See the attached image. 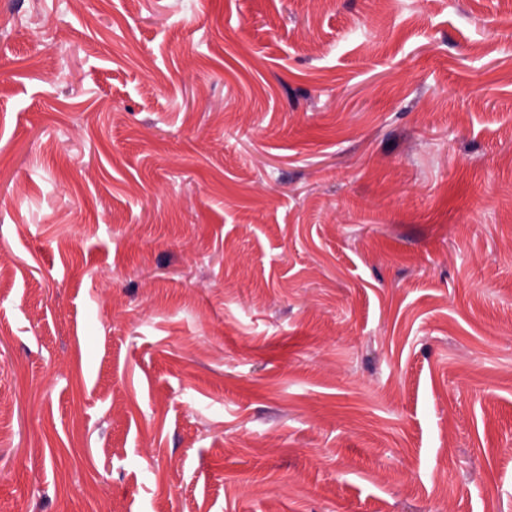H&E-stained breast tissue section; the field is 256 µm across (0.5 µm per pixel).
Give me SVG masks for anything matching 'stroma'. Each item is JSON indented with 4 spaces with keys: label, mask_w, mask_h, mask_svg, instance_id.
Returning a JSON list of instances; mask_svg holds the SVG:
<instances>
[{
    "label": "stroma",
    "mask_w": 512,
    "mask_h": 512,
    "mask_svg": "<svg viewBox=\"0 0 512 512\" xmlns=\"http://www.w3.org/2000/svg\"><path fill=\"white\" fill-rule=\"evenodd\" d=\"M0 512H512V0H0Z\"/></svg>",
    "instance_id": "obj_1"
}]
</instances>
